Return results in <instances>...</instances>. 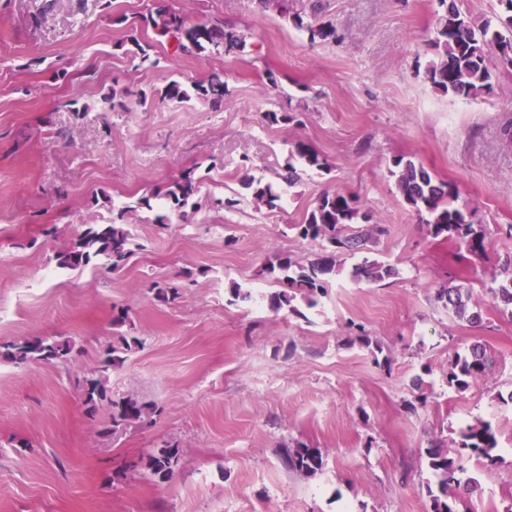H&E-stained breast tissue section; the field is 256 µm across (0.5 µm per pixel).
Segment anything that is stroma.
Instances as JSON below:
<instances>
[{"instance_id": "1", "label": "stroma", "mask_w": 512, "mask_h": 512, "mask_svg": "<svg viewBox=\"0 0 512 512\" xmlns=\"http://www.w3.org/2000/svg\"><path fill=\"white\" fill-rule=\"evenodd\" d=\"M189 23L220 21L246 36L242 52L175 56L152 29L131 32L154 0H83L43 15L44 0H0V342L72 338L61 363L0 360V512H428L435 478L426 451L456 447L485 421L499 460L466 462L479 485L469 512L512 504V313L489 291L512 255V65L491 61V88L474 100L424 79L441 12L437 0H293L336 30L310 42L258 0H168ZM151 43L154 66L121 49ZM224 76L221 109L155 98L173 80ZM149 93L111 109L110 89ZM293 115L271 125L265 112ZM302 140L330 170H304L282 206L256 207L245 177L274 180ZM421 163L457 194L472 223L494 231L487 256L432 236L403 202L393 160ZM192 173L206 203L167 225L129 213L133 255L122 271L57 266L55 254L113 206ZM351 195L386 227L359 252L340 249L341 272L314 306L273 310L280 290L263 267L285 253L307 263L323 240L297 235L327 192ZM107 194L111 205L96 196ZM237 199L235 209L208 198ZM378 261L381 282L354 275ZM468 288L481 320L438 302L449 280ZM180 286L157 300L154 284ZM262 291L232 299L230 284ZM125 311L123 328L112 316ZM140 345L106 374L114 399L152 405L143 422L104 435L111 410L87 415L84 378L97 374L117 333ZM368 344L358 341V334ZM485 345L486 373L462 392L448 366ZM427 393L426 406L408 402ZM319 449L317 474L287 467L283 449ZM178 449L172 477L138 468L157 448Z\"/></svg>"}]
</instances>
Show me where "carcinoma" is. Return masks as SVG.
I'll list each match as a JSON object with an SVG mask.
<instances>
[{"instance_id":"1","label":"carcinoma","mask_w":512,"mask_h":512,"mask_svg":"<svg viewBox=\"0 0 512 512\" xmlns=\"http://www.w3.org/2000/svg\"><path fill=\"white\" fill-rule=\"evenodd\" d=\"M500 11L494 18L478 21L462 12L456 0H439L442 14L436 25V36L432 39L435 58L425 70V79L433 90L459 98H477L490 89L491 72L489 59L493 55L512 62V0H498ZM279 13L289 18L294 27L304 29L310 40H326L335 36V30L315 25L303 15L289 14L288 0H277ZM151 27L159 42L166 44L173 55L201 53L208 50H223L227 53L241 51L246 46L243 34L224 28L222 24H189L179 11L170 8L165 0H155L149 16L143 18ZM163 98L189 101L197 99L203 103L220 105L224 102V80L214 74L206 80L185 86L171 81L165 88ZM396 187L404 203L418 215H428L426 224L435 236L446 235L473 256L486 253L488 231L480 224H473L467 214L454 205L456 195L447 184L438 182L421 164L400 156L393 159ZM327 170L329 164L311 145L299 140L291 144L288 164L281 180L288 186L298 179V168ZM243 188L251 191L256 205L270 209L279 207L281 194L270 183L253 179L243 182ZM200 191V182L186 174L169 182L165 189L152 195L142 196L137 206L118 208L110 224H89L66 248L57 252L55 260L61 268L83 269L92 262L113 272L122 270L132 255L130 232L125 223L126 215L135 208L154 209L165 207L181 217L187 209H195V197ZM370 218L354 206L352 197L339 192L322 195L308 214L305 223L295 224L300 237L312 240L321 238L337 248L362 250L375 235L386 229L378 224L367 225ZM360 228L354 230L352 225ZM263 273L284 284V288L270 295L272 309H286L300 314L295 305L297 297L308 306L315 305V295L325 289V284L336 275V254L327 251L317 255L306 264H299L286 254H278L268 261ZM359 277L371 281H382L395 274V270L377 262L356 267ZM500 274L503 283L491 289L493 299L512 307V256L501 261ZM469 292L454 284L448 277V287L439 290L437 300L451 309L455 315L470 323L480 321V314L468 312L465 298ZM140 340L135 336L120 334L113 337L112 345L103 355L102 373L87 377L82 384V400L89 411L101 406L112 408L110 427L104 434L116 435L125 427L142 421L149 415V407L132 399L114 400L103 372L121 367L127 355L137 348ZM75 343L66 339L33 337L22 341L0 343V360L18 365L33 362H62L73 353ZM488 368L486 349L482 344L472 345L467 353L459 355L448 367V386L462 392L480 378ZM498 441L492 426L479 421L460 432L454 454L440 448L428 450V467L436 478L437 489L429 490L430 512H460L463 501L460 489L471 491L475 482L464 481L463 457L476 456L490 462L496 460ZM283 456L292 469L314 475L322 467V456L318 449L307 446L284 449ZM178 461V450L160 448L144 461V467L159 482L168 480Z\"/></svg>"}]
</instances>
